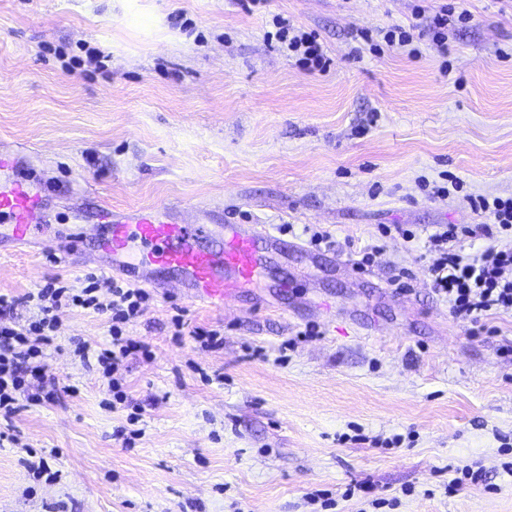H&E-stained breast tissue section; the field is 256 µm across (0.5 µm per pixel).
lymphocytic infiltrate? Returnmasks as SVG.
I'll return each mask as SVG.
<instances>
[{
	"label": "lymphocytic infiltrate",
	"instance_id": "f902f5d3",
	"mask_svg": "<svg viewBox=\"0 0 512 512\" xmlns=\"http://www.w3.org/2000/svg\"><path fill=\"white\" fill-rule=\"evenodd\" d=\"M273 24L271 38L288 57L311 70L329 67L315 34L283 16L275 17ZM470 204L487 214V223L440 225L430 237L427 273L433 287L447 296L450 316L476 336L484 331L489 312H512V197L490 201L480 196L471 198ZM478 236L486 237L487 245L475 257L464 256L460 242ZM152 300L147 289L93 272L85 275L80 289L56 278L28 292L25 301L37 308L36 318L22 324L0 323V416L12 417L24 401L39 405L54 398L59 380L49 372L47 350L57 338L64 313L78 310L109 316L110 344L80 342L73 353L83 363H95L108 381L113 404L124 403L125 360L134 354L151 355L149 346L128 336L127 329L148 311Z\"/></svg>",
	"mask_w": 512,
	"mask_h": 512
}]
</instances>
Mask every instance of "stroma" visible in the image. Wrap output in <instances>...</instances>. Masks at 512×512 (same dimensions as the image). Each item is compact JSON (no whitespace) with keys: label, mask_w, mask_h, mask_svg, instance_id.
<instances>
[{"label":"stroma","mask_w":512,"mask_h":512,"mask_svg":"<svg viewBox=\"0 0 512 512\" xmlns=\"http://www.w3.org/2000/svg\"><path fill=\"white\" fill-rule=\"evenodd\" d=\"M447 0H0V151L42 155L40 239L0 242V295L12 320L59 277L111 274L98 248L119 210L221 203V224H265L285 240L328 232L319 252L371 265L344 274L307 254H268L255 287L192 302L159 271L150 309L129 329L127 412L75 342L109 344L106 316L67 313L49 363L77 394L0 417L61 471L34 477L0 446V512H512V313L468 335L425 270L441 224H477L469 196L512 195V0H468L471 19L419 54L395 47L348 59L356 30L427 26ZM315 32L331 65L299 67L266 39L274 15ZM464 189L431 200L423 183ZM83 234L59 262L51 246ZM390 235H383V228ZM224 329V348L174 338L171 318ZM316 325L318 337L298 334ZM219 371L206 384L200 370ZM482 481L444 490L457 469ZM367 483L396 505L369 506Z\"/></svg>","instance_id":"35a3bbf8"}]
</instances>
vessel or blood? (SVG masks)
<instances>
[{"label": "vessel or blood", "mask_w": 512, "mask_h": 512, "mask_svg": "<svg viewBox=\"0 0 512 512\" xmlns=\"http://www.w3.org/2000/svg\"><path fill=\"white\" fill-rule=\"evenodd\" d=\"M34 165L27 148L0 152V238L27 240L43 216L44 184L22 174ZM217 232L224 237L223 249H204L202 240ZM281 245L261 224H187L163 206L113 217L112 234L102 248L112 255L113 270H138L142 285H155L156 270L173 269L181 276V287L191 289L192 300L217 304L235 297L259 275L260 248Z\"/></svg>", "instance_id": "vessel-or-blood-1"}]
</instances>
